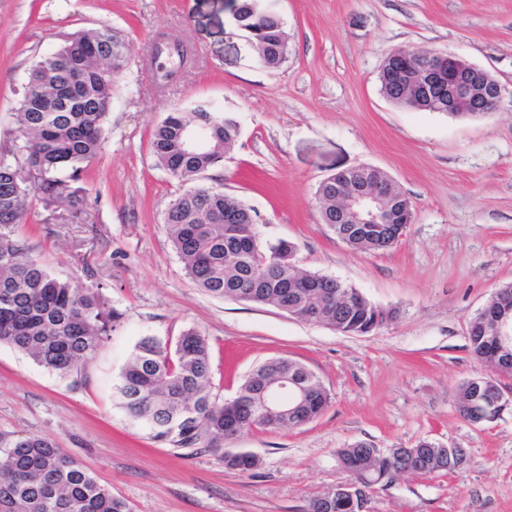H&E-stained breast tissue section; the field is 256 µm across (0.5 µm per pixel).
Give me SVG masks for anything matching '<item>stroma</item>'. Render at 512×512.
<instances>
[{
  "mask_svg": "<svg viewBox=\"0 0 512 512\" xmlns=\"http://www.w3.org/2000/svg\"><path fill=\"white\" fill-rule=\"evenodd\" d=\"M289 37L279 68L262 67L232 20L233 0H0V154L29 69L62 35L109 26L128 45L112 90L108 146L80 181L94 220L34 201L17 235L51 273L98 291L119 312L77 371L48 370L0 344V443L53 440L129 512H303L347 482L338 453L359 442L408 448L426 439L465 449L452 473L406 474L376 487L369 512H512V409L474 424L461 384L484 374L468 328L512 285V0H262ZM182 43L168 85L157 38ZM401 48L451 51L503 87L495 112L460 119L389 102L385 57ZM229 113L239 137L209 173L251 208L262 241L293 242L298 268L334 277L396 319L343 334L270 306L217 299L186 275L164 210L183 184L159 168L152 127L171 109ZM389 174L413 219L393 247L364 253L321 224L315 190L336 171ZM196 330L210 348L217 401L236 396L262 363L288 358L326 387L330 403L296 428L257 429L222 449L155 441L113 387L141 337ZM228 452L258 459L250 472Z\"/></svg>",
  "mask_w": 512,
  "mask_h": 512,
  "instance_id": "35a3bbf8",
  "label": "stroma"
}]
</instances>
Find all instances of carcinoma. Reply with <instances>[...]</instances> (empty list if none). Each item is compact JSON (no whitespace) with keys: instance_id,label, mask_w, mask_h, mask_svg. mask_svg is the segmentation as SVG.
Wrapping results in <instances>:
<instances>
[{"instance_id":"carcinoma-1","label":"carcinoma","mask_w":512,"mask_h":512,"mask_svg":"<svg viewBox=\"0 0 512 512\" xmlns=\"http://www.w3.org/2000/svg\"><path fill=\"white\" fill-rule=\"evenodd\" d=\"M235 26L259 46V64L278 68L288 59V34L283 20L263 8L260 0H234ZM127 63L125 40L112 29L75 31L30 68L18 100L10 133L19 141L13 158H0V343L31 357L46 369L68 373L85 365L112 331L119 313L97 292L51 274L32 259L15 228L26 222L27 199L34 191L43 200L67 203L71 220L88 218L84 189L77 185L89 163L108 143L106 119L112 98L113 74ZM412 73L404 70L398 51L380 71L382 94L394 105L456 118L480 114L448 112V98L408 89ZM201 128L200 145L183 148L185 130ZM239 135L237 121L224 112L199 106L190 113L175 109L154 127L151 148L156 163L188 188L164 211L173 248L187 275L214 298L246 301L279 308L288 297V312L309 319L312 306L325 300L315 321L340 333L362 334L375 324L396 318L393 310L370 303L356 289L333 278L289 269L296 247L242 242L257 236L251 210L224 190L202 184L205 174L224 159ZM380 184L392 186L391 210L382 219L397 224L409 199L379 168L362 166L338 171L322 180L315 198L320 221L341 236L350 224L343 197ZM235 222L224 223V213ZM397 238L350 235L347 245L372 252L391 247ZM472 355L488 369L486 390L499 388L498 376L512 374V365L497 355L496 340L469 336ZM282 372L308 386L306 405L286 420H273L252 409L262 383ZM118 403L131 419L146 426L152 437L175 448H222L224 437L255 428L297 427L317 419L330 397L304 365L286 358L258 366L244 381L240 401L249 410L217 402L210 390L209 345L197 331L183 332L175 342L141 338L122 368L115 387ZM433 443L419 441L413 450L430 458L421 474L451 473L464 465L453 456L431 458ZM340 462L348 471L369 469L357 499L367 501L374 487L406 474L392 450L368 443L344 448ZM0 512H127L86 469L56 444L37 435L19 436L0 459Z\"/></svg>"}]
</instances>
